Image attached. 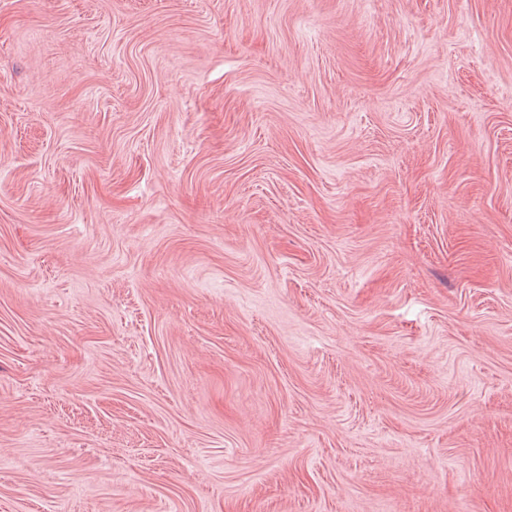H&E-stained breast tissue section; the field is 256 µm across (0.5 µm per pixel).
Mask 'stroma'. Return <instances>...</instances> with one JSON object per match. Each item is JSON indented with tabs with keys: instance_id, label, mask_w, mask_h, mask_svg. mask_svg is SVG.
<instances>
[{
	"instance_id": "obj_1",
	"label": "stroma",
	"mask_w": 512,
	"mask_h": 512,
	"mask_svg": "<svg viewBox=\"0 0 512 512\" xmlns=\"http://www.w3.org/2000/svg\"><path fill=\"white\" fill-rule=\"evenodd\" d=\"M0 512H512V0H0Z\"/></svg>"
}]
</instances>
